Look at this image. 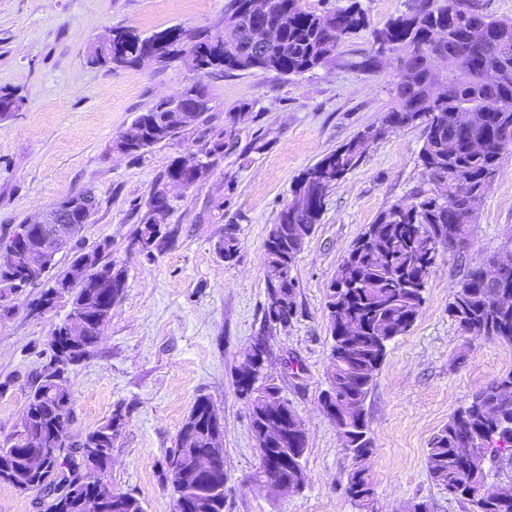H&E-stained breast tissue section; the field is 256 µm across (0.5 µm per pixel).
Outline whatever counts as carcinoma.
Here are the masks:
<instances>
[{"label":"carcinoma","mask_w":512,"mask_h":512,"mask_svg":"<svg viewBox=\"0 0 512 512\" xmlns=\"http://www.w3.org/2000/svg\"><path fill=\"white\" fill-rule=\"evenodd\" d=\"M244 0H228L224 6V35L198 30L190 35L203 75L266 71L281 76H300L338 59L340 43L362 30L369 22L361 0H347L320 12L311 11L300 0H270L268 21L278 27L279 37L264 56L249 60L248 43L242 26L235 24L236 11ZM449 0H416L408 13L372 32L373 43L385 45L397 64L394 106L385 113L380 132L424 125L418 158L427 187L418 189L409 202H401L379 212L373 223L355 239L339 266L327 294L333 371L322 395L331 398L336 413L326 416L336 425L343 448L353 458L347 475L346 493L361 509L375 512L374 484L369 459L373 441L365 418L364 405L388 352L389 344L413 326L424 301V292L438 250L467 248L470 224L483 196L500 172L503 155L512 148V22L492 18L474 22L448 17ZM469 52L473 68L461 70L457 57ZM442 56L445 89L431 96L430 87L438 75L431 72L428 57ZM493 67L501 74L494 84L486 83L482 72ZM203 111L172 112L162 101L137 115L120 137H131L130 154L146 150L177 137L194 125ZM368 131L323 156L296 179L287 208L277 223L282 234L266 240L267 286L282 281L276 293L284 305L264 308L267 327L288 322L296 314V281L293 269L300 252L319 223L325 195L362 161ZM237 142L232 134L220 132L205 157L232 154ZM185 175L174 162L145 203V211L134 239H153L154 252H161L168 235L163 231L171 200L163 193L165 181ZM110 242H100L92 251L87 279L67 288L70 307H81L99 299L100 282L126 281L125 270L104 260ZM239 242L233 230L224 233L216 245L224 261H233ZM23 278L13 271H0V301L22 288ZM512 250L499 251L483 263L467 268L448 303V316L472 339L496 341L512 347ZM68 320L52 330L58 337L50 346L52 355L32 380L19 416L17 430L0 444V473L9 470L17 479H0L20 489L25 477V460L30 443L39 439L46 448L59 453L45 458L37 482L49 499L45 512H82L73 502V491L83 465V448H103L95 469L109 476L112 455L110 420L77 442H67L68 414L72 404L70 367L81 362L97 346L104 326L88 322L78 341L66 334ZM278 389L275 380L259 375L253 387L237 385L250 408L254 438L260 437L265 396ZM210 401L196 400L183 421L176 447L166 457L165 480L175 496V512H224V497L214 493L212 482L197 477L193 486L182 487L179 474L183 448H203L210 428ZM472 443L476 451L465 461L458 449ZM426 468L433 484L454 489V499L464 512H512V500L492 495H470L477 481L493 485L491 469L512 471V371L479 389L472 400L457 409L430 439ZM292 478L285 468L270 467L262 459L254 479ZM98 512H145L139 499L112 496Z\"/></svg>","instance_id":"carcinoma-1"}]
</instances>
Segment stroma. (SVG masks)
<instances>
[{"label":"stroma","mask_w":512,"mask_h":512,"mask_svg":"<svg viewBox=\"0 0 512 512\" xmlns=\"http://www.w3.org/2000/svg\"><path fill=\"white\" fill-rule=\"evenodd\" d=\"M224 3L0 0V94L21 100L20 110L0 116V240L66 196L88 188L97 195L80 245L109 241L106 257L126 268L127 284L98 345L70 370L67 431L75 440L117 419L113 488L134 495L145 512H174L165 457L204 396L224 426V512H360L345 491L353 461L318 404L332 364L327 293L364 228L422 184V127L390 131L369 144L360 166L327 194L293 271L297 314L270 331L263 325L265 240L297 176L380 126L390 110L393 67L363 73L346 62L370 51L371 29L406 12L410 2L362 0L369 27L341 42L340 62L296 77L204 75L180 62L119 69L86 62L89 44L113 27L145 34L171 26L223 31ZM195 83L205 86L209 103L193 128L140 156L111 152L136 115ZM243 103L254 121L231 125L229 112ZM227 129L236 151L215 159L175 201L165 251L148 259L133 250L145 203L168 166ZM257 129L263 147L253 150ZM230 227L239 250L227 262L215 246ZM510 236L512 151L478 209L471 246L440 250L419 315L389 345L366 400L377 512L410 502L428 503L432 512H464L430 481L428 444L475 391L512 370V347L468 341L448 304L465 265ZM40 294L37 287L19 291L9 313L0 315V442L14 431L28 383L48 360L47 339L70 310L61 302L35 313ZM259 337L266 340L268 374L308 433L307 481L296 493L275 494L253 481L259 453L235 376L244 350Z\"/></svg>","instance_id":"obj_1"}]
</instances>
